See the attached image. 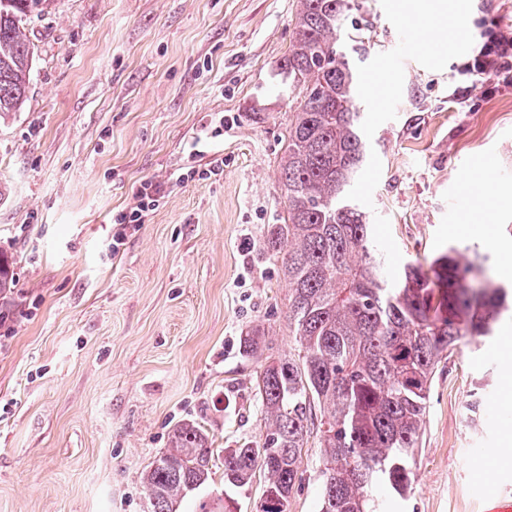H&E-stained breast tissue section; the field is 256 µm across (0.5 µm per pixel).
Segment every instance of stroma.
<instances>
[{
  "label": "stroma",
  "instance_id": "obj_1",
  "mask_svg": "<svg viewBox=\"0 0 512 512\" xmlns=\"http://www.w3.org/2000/svg\"><path fill=\"white\" fill-rule=\"evenodd\" d=\"M355 0L367 160L355 198L389 276L449 248L512 264V85L460 72L512 0ZM297 0H51L27 35V100L0 123V512H148L142 475L185 418L213 447L258 441L255 325L283 353L288 286L263 253L283 198ZM163 196L113 249L144 181ZM479 401L478 412L468 405ZM414 482L386 512H486L512 495V316L433 378ZM309 441L288 512H318Z\"/></svg>",
  "mask_w": 512,
  "mask_h": 512
}]
</instances>
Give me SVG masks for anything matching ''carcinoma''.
<instances>
[{
  "label": "carcinoma",
  "mask_w": 512,
  "mask_h": 512,
  "mask_svg": "<svg viewBox=\"0 0 512 512\" xmlns=\"http://www.w3.org/2000/svg\"><path fill=\"white\" fill-rule=\"evenodd\" d=\"M48 5L0 0V122L25 104L34 60L25 25ZM352 10L353 0H298L281 67L296 106L279 161L285 215L263 249L288 281L298 353L276 352L261 326L241 338L242 356L259 365L264 433L224 453L230 488L246 489L258 468L267 474L261 512H288L313 426L319 512H381V485L406 492L439 364L461 340L493 336L512 297L453 249L426 266L404 265L393 280L385 274L366 214L350 198L367 155L351 58L367 37ZM15 287L14 262L0 253V296ZM213 463L200 427L177 425L143 476L150 512H178L211 479ZM196 512H235V502L202 501Z\"/></svg>",
  "instance_id": "carcinoma-1"
}]
</instances>
